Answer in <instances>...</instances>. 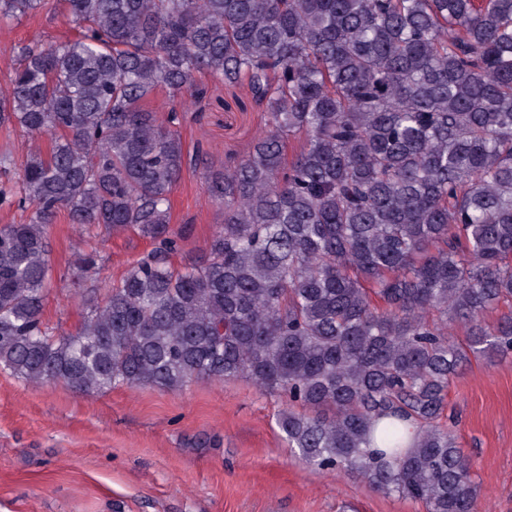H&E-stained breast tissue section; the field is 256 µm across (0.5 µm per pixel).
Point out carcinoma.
Masks as SVG:
<instances>
[{
    "mask_svg": "<svg viewBox=\"0 0 512 512\" xmlns=\"http://www.w3.org/2000/svg\"><path fill=\"white\" fill-rule=\"evenodd\" d=\"M65 2L80 36L20 46L0 97V124L50 139L20 164L29 220L0 227V367L92 393L246 378L287 399L306 463L485 512L438 420L471 360L512 355V313L484 320L512 300V0ZM200 73L264 114L233 166L185 152ZM160 86L181 109L143 107ZM187 167L224 223L177 270ZM62 210L154 243L69 336L43 321Z\"/></svg>",
    "mask_w": 512,
    "mask_h": 512,
    "instance_id": "cac0c4a2",
    "label": "carcinoma"
}]
</instances>
